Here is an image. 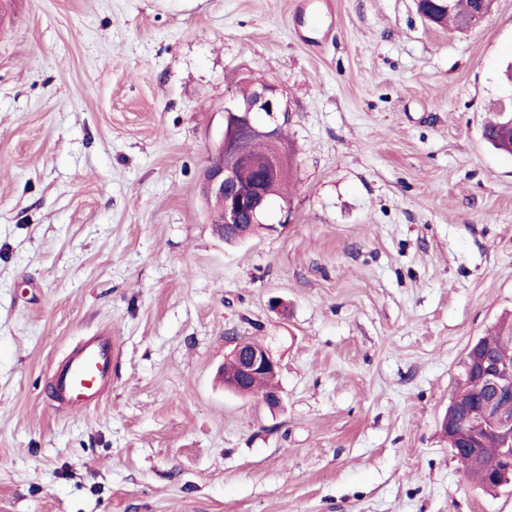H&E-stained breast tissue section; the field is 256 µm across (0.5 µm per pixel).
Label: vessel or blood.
Instances as JSON below:
<instances>
[{
    "label": "vessel or blood",
    "mask_w": 512,
    "mask_h": 512,
    "mask_svg": "<svg viewBox=\"0 0 512 512\" xmlns=\"http://www.w3.org/2000/svg\"><path fill=\"white\" fill-rule=\"evenodd\" d=\"M115 351L101 336L78 343L50 376V387L60 404L78 410L96 405L112 375Z\"/></svg>",
    "instance_id": "b4317fda"
}]
</instances>
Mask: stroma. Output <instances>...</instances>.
Returning a JSON list of instances; mask_svg holds the SVG:
<instances>
[{
	"mask_svg": "<svg viewBox=\"0 0 512 512\" xmlns=\"http://www.w3.org/2000/svg\"><path fill=\"white\" fill-rule=\"evenodd\" d=\"M0 0V512H512L441 420L512 320V0ZM290 111L289 223L227 244L202 168L242 81ZM97 407L46 392L86 336ZM268 348L278 407L226 391ZM450 10L448 13H441L435 17L439 25H452L455 29H460V21L467 16L470 9V0H449ZM491 4L489 0H473L471 13L463 20L464 28H475L480 25L490 12ZM484 129L488 143L502 153L512 154L508 145V138L512 132V111L499 112L496 121L489 123Z\"/></svg>",
	"mask_w": 512,
	"mask_h": 512,
	"instance_id": "35a3bbf8",
	"label": "stroma"
}]
</instances>
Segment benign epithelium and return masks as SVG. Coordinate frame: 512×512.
I'll list each match as a JSON object with an SVG mask.
<instances>
[{
	"label": "benign epithelium",
	"instance_id": "benign-epithelium-1",
	"mask_svg": "<svg viewBox=\"0 0 512 512\" xmlns=\"http://www.w3.org/2000/svg\"><path fill=\"white\" fill-rule=\"evenodd\" d=\"M489 0H473L471 13L463 20L465 28L480 25L490 12ZM265 114L276 119L277 114H288V109L277 96L274 88L264 83L255 90L252 98L241 100L232 94L224 99V131L215 144L205 166L201 184L205 195L224 200V223L247 225L254 228L262 223L271 197L259 185L241 183L238 160L244 156L241 145L251 135L269 140L278 137L280 125L257 122L255 115ZM285 160L274 154L256 164L261 170L260 181L271 177ZM239 379L261 373L277 374L279 361L265 347L240 341L230 352ZM464 371L481 386L479 396L465 401H452L448 415L442 421L452 451L465 453L470 461L481 458L482 436L471 432L468 424L482 423L487 430L497 434L508 453L505 454V478L512 477V366L503 363L490 349H479L465 360Z\"/></svg>",
	"mask_w": 512,
	"mask_h": 512
}]
</instances>
